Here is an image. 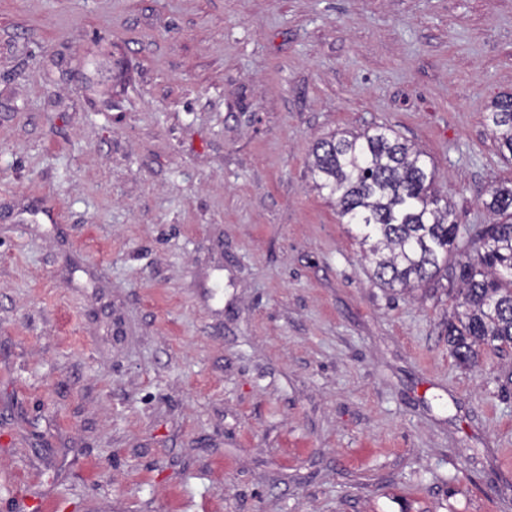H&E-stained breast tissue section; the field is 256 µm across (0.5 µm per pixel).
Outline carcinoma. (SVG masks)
I'll list each match as a JSON object with an SVG mask.
<instances>
[{
    "label": "carcinoma",
    "mask_w": 512,
    "mask_h": 512,
    "mask_svg": "<svg viewBox=\"0 0 512 512\" xmlns=\"http://www.w3.org/2000/svg\"><path fill=\"white\" fill-rule=\"evenodd\" d=\"M487 127L512 155V94L493 102ZM314 187L358 229L373 277L385 288H419L444 275L461 296L448 320V347L463 367L482 351L512 347V180L487 191L493 224L456 221L422 151L381 127L332 133L310 152Z\"/></svg>",
    "instance_id": "1"
}]
</instances>
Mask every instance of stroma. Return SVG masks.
Returning <instances> with one entry per match:
<instances>
[{
	"label": "stroma",
	"mask_w": 512,
	"mask_h": 512,
	"mask_svg": "<svg viewBox=\"0 0 512 512\" xmlns=\"http://www.w3.org/2000/svg\"><path fill=\"white\" fill-rule=\"evenodd\" d=\"M507 93L512 0H0V512H512V350L309 170L387 127L489 223ZM487 127L504 158V150L512 156V94L493 102L486 113Z\"/></svg>",
	"instance_id": "stroma-1"
}]
</instances>
